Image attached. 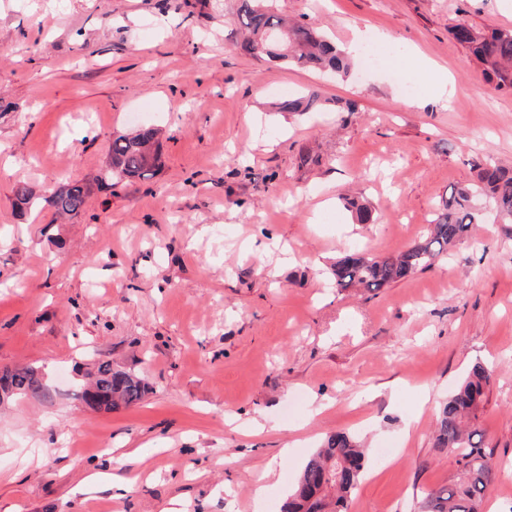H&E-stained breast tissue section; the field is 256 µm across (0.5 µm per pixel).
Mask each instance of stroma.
Returning <instances> with one entry per match:
<instances>
[{
  "label": "stroma",
  "mask_w": 512,
  "mask_h": 512,
  "mask_svg": "<svg viewBox=\"0 0 512 512\" xmlns=\"http://www.w3.org/2000/svg\"><path fill=\"white\" fill-rule=\"evenodd\" d=\"M240 4L0 0V369L46 384L0 406V512H264L336 431L367 445L349 512H418L458 473L434 429L478 361L496 368L485 512H512V230L480 197L482 224L434 268L376 292L329 280L350 248L387 256L418 238L475 183L472 159L512 167V93L451 33L512 28V0H277L341 47L398 38L405 59L354 58L346 79L239 52ZM425 60L447 70L450 105ZM400 83L423 104L401 105ZM309 90L320 111H276ZM141 127L159 132L161 168L112 183L113 133ZM69 180L92 192L63 218L43 198ZM21 182L42 198L28 213ZM100 361L140 377L144 398L86 405ZM121 477L135 485L117 498Z\"/></svg>",
  "instance_id": "35a3bbf8"
}]
</instances>
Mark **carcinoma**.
Masks as SVG:
<instances>
[{
	"instance_id": "carcinoma-1",
	"label": "carcinoma",
	"mask_w": 512,
	"mask_h": 512,
	"mask_svg": "<svg viewBox=\"0 0 512 512\" xmlns=\"http://www.w3.org/2000/svg\"><path fill=\"white\" fill-rule=\"evenodd\" d=\"M276 0H242L241 40L237 47L245 54L305 68L347 74L349 58L315 27L301 22L288 23L275 9ZM453 38L482 67L487 82L498 91L512 92V29H496L480 34L464 23L452 30ZM281 112H317L319 96L309 92L279 103ZM157 131L142 127L112 136L109 146L110 176L118 182L147 179L159 169ZM477 182L457 189L443 201L436 217L406 249L390 256L376 257L352 250L330 268V278L338 289L358 286L369 291L386 288L432 268L448 250L465 240L481 217L472 197L489 198L499 223L512 225V169L488 157L475 164ZM90 187L76 182L48 202L60 215L81 213ZM37 204L34 190L26 183L14 191V205L25 212ZM346 208L357 221H373L371 207L355 198L345 199ZM495 367L475 363L464 380L448 395L438 419L434 448L456 457L461 477L446 488L428 493L425 512H481L496 472L493 452L482 448L480 417L494 378ZM45 387L41 373L31 366H18L0 372V395L6 398L39 396ZM147 386L136 375L112 368L106 361L91 374L87 394L98 395L105 410L122 402L134 404L143 399ZM366 454L357 438L346 432L330 435L305 462L283 512H347L348 501L364 469Z\"/></svg>"
}]
</instances>
